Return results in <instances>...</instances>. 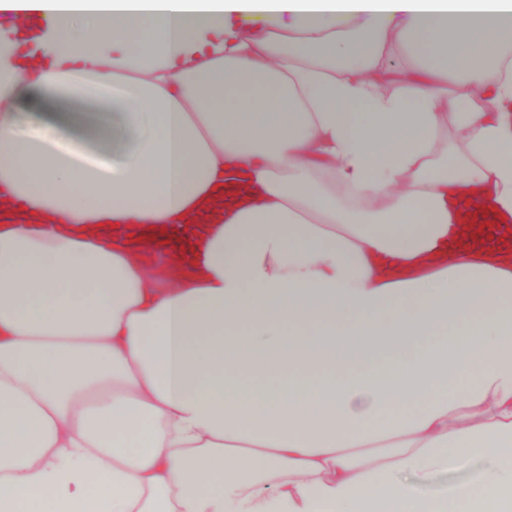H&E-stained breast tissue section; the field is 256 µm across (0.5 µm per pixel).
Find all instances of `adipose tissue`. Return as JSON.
Masks as SVG:
<instances>
[{"instance_id": "obj_1", "label": "adipose tissue", "mask_w": 512, "mask_h": 512, "mask_svg": "<svg viewBox=\"0 0 512 512\" xmlns=\"http://www.w3.org/2000/svg\"><path fill=\"white\" fill-rule=\"evenodd\" d=\"M0 16V512H512V0ZM487 466L484 459L473 458L455 462L447 470L436 475V481L447 490L455 483L474 479Z\"/></svg>"}]
</instances>
